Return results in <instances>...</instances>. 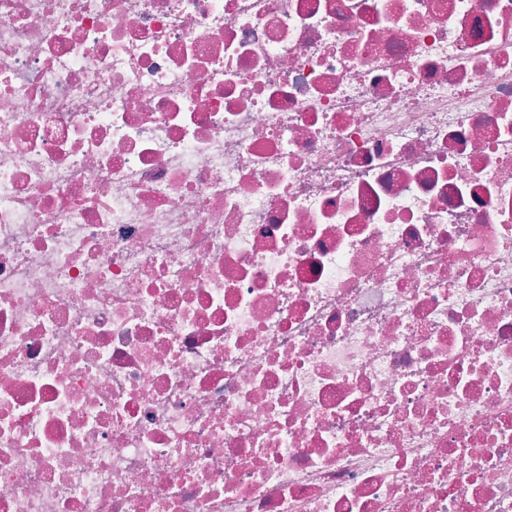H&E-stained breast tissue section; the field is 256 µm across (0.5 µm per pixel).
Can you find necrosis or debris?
Instances as JSON below:
<instances>
[{
    "label": "necrosis or debris",
    "mask_w": 512,
    "mask_h": 512,
    "mask_svg": "<svg viewBox=\"0 0 512 512\" xmlns=\"http://www.w3.org/2000/svg\"><path fill=\"white\" fill-rule=\"evenodd\" d=\"M0 512H512V0H0Z\"/></svg>",
    "instance_id": "4bbe7bcc"
}]
</instances>
